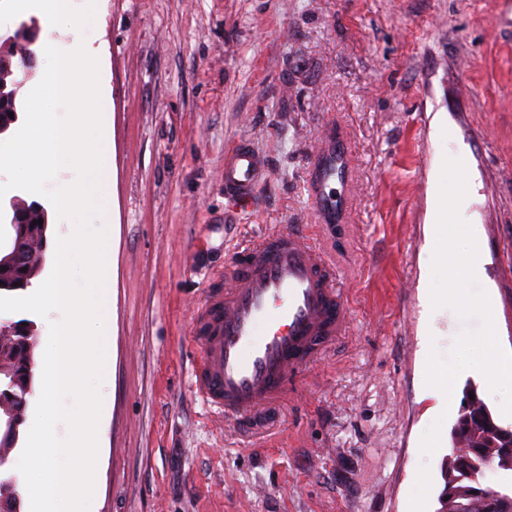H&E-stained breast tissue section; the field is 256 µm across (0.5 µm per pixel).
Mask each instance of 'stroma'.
I'll return each instance as SVG.
<instances>
[{"instance_id": "35a3bbf8", "label": "stroma", "mask_w": 512, "mask_h": 512, "mask_svg": "<svg viewBox=\"0 0 512 512\" xmlns=\"http://www.w3.org/2000/svg\"><path fill=\"white\" fill-rule=\"evenodd\" d=\"M98 46L118 239L98 512H437L456 418L426 362L477 322L425 313L434 161L467 166L512 351V0H101ZM327 132L351 149L339 224L311 199ZM241 140L266 175L239 210L224 156ZM273 231L335 265L349 324L243 427L194 393L191 328L232 250Z\"/></svg>"}]
</instances>
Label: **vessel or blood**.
<instances>
[{
  "label": "vessel or blood",
  "mask_w": 512,
  "mask_h": 512,
  "mask_svg": "<svg viewBox=\"0 0 512 512\" xmlns=\"http://www.w3.org/2000/svg\"><path fill=\"white\" fill-rule=\"evenodd\" d=\"M331 164L317 165V210L336 202L348 149L326 140ZM266 173L263 157L245 141L224 158V195L248 202ZM348 309L336 272L298 232L261 236L236 247L223 283H210L193 326L199 351L192 386L209 405L242 424L278 401L292 376L344 335Z\"/></svg>",
  "instance_id": "obj_1"
}]
</instances>
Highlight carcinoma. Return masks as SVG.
Segmentation results:
<instances>
[{
	"instance_id": "1",
	"label": "carcinoma",
	"mask_w": 512,
	"mask_h": 512,
	"mask_svg": "<svg viewBox=\"0 0 512 512\" xmlns=\"http://www.w3.org/2000/svg\"><path fill=\"white\" fill-rule=\"evenodd\" d=\"M13 68L0 67V134L8 131L18 120L16 102L17 82L12 79ZM43 223H38L37 219ZM48 213L38 202L15 205L9 220L6 242L0 255L6 257L23 249L41 254L47 242ZM41 269V262L22 266L11 264L0 270V292L24 290L32 284ZM35 336L26 320L0 322V398L13 408L12 424L0 433V466L18 442L19 428L24 423L26 396L33 388V354ZM468 403L461 406L453 428L452 440L456 447L452 454V476L459 487H473V463L482 461V473L491 470L512 471L502 463L503 456L512 454V430L502 432L483 399L473 388L465 391ZM471 512H512V494L488 487L476 489L470 499ZM0 512H20V495L13 478L0 477Z\"/></svg>"
}]
</instances>
